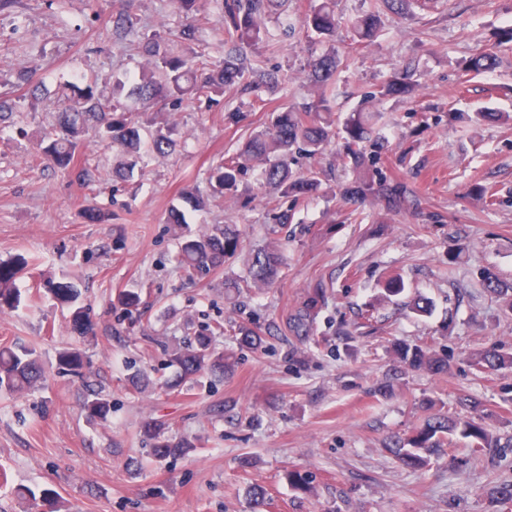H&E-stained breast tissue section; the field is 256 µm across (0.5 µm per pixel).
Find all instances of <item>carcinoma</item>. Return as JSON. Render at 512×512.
I'll list each match as a JSON object with an SVG mask.
<instances>
[{"instance_id":"cac0c4a2","label":"carcinoma","mask_w":512,"mask_h":512,"mask_svg":"<svg viewBox=\"0 0 512 512\" xmlns=\"http://www.w3.org/2000/svg\"><path fill=\"white\" fill-rule=\"evenodd\" d=\"M120 8L112 13V32L117 39L126 37L130 29L128 0H119ZM201 0H174L176 10L186 14L185 22L163 36L155 33L144 39L139 46L142 58L137 72L130 78L129 89L119 85L112 89V97L96 91L97 82H85L76 78L59 85L55 92L57 108L55 123L45 138L37 143L39 154L54 167L72 168L78 149L89 143H102L116 147L121 159L112 170V177L124 180L141 169L145 129L130 115L122 98L143 104L157 105V111L165 112L170 106H179L186 100L206 99L217 101L224 96V88L237 85L241 91L262 101L258 91L275 89L281 82L278 72L261 65H245L239 53L256 50L270 41L269 32L261 22V15L279 11L278 0H222V8L215 18L201 10ZM414 0H376L373 9L361 15L355 22L358 36L369 41L380 31V14L390 12L404 17L411 13ZM340 21L336 15V0H319L304 19V27L317 36L331 40L336 36ZM212 27L224 34L225 40L234 43V49L224 55L217 65H210L200 57H188L177 51V45L197 40L201 29ZM497 64L492 52H482L470 59L466 69L474 72L491 70ZM340 59L328 51L310 59L308 76L316 89L311 101L275 112L264 129L251 134L236 152L225 157L210 176L213 194L207 198L191 190L184 191L179 203L171 206L168 221L182 226L187 224V208L201 210L209 199L228 198L238 195L239 178L244 171L263 165V186L272 189L277 197H292L299 201L309 197L321 187L318 172L309 170L296 173L291 168L295 153L309 157L323 154L342 132L346 140V165L355 173V180L343 191L346 199L373 197L395 207L401 200V191L377 181L366 164V144L379 146L378 137L369 122L373 101L367 100L361 108L350 113L336 124L332 86L339 71ZM37 67L28 66L17 73V85L26 87L24 94L0 93V119L9 113L20 112L29 99H41L48 94L44 84L36 80ZM179 146L174 125L164 121L154 123L150 133L149 149L156 157L171 154ZM180 266L192 279L196 274L224 267L243 250L244 234L236 224H213L195 235H181ZM281 245L268 244L253 249L247 259L245 278L224 282V287L269 288L280 278L282 259ZM484 292L500 303L506 315L512 316V282L503 280L491 271L481 273ZM329 299L328 285L317 279L309 286L303 301L280 322L273 321L265 328L241 323L235 327L237 348L256 352L263 347L266 336L289 334L300 342L312 340L317 316ZM224 335V324L206 325L195 333L193 342L167 352L168 360L177 367V374L164 381L168 389L181 390L189 383L203 377L221 378L232 369V355L215 344V338ZM390 350L396 365L395 371L378 388V394L386 396L394 392L395 382L405 371L424 372L432 376L450 371L448 358L430 348L411 345L395 340ZM472 363L481 372L512 368V353L497 348L480 350L472 354ZM37 351L34 348L16 349L0 346V393L13 396L25 393L37 386L42 379ZM128 385L136 392L147 390L151 381L147 373L137 369L127 378ZM461 411L450 417L437 412L428 416L408 437L393 436L387 442L391 454L404 466L423 469L431 457L439 454L445 445L458 435L469 440L476 451H492L500 447V438L486 424L492 418L480 414V404L462 398ZM89 417L105 421L111 413L108 398L99 392L83 403ZM169 425L161 418L144 420L140 433L149 441L148 455L158 461L178 460L189 456L198 448L196 440L168 436ZM290 487L301 494L311 491L312 477L307 471L293 469L286 473Z\"/></svg>"}]
</instances>
